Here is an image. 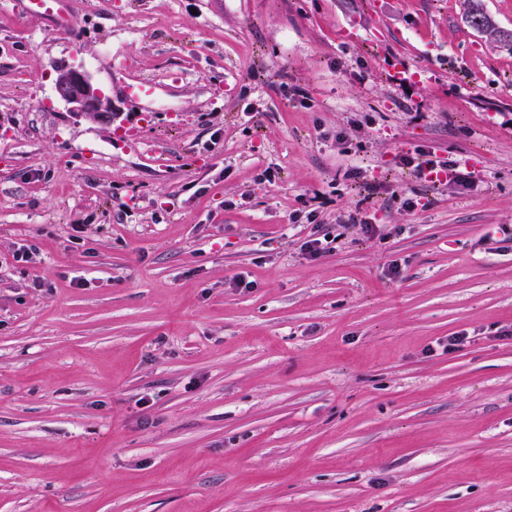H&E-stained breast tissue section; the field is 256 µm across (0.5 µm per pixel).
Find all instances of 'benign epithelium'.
Segmentation results:
<instances>
[{
	"mask_svg": "<svg viewBox=\"0 0 512 512\" xmlns=\"http://www.w3.org/2000/svg\"><path fill=\"white\" fill-rule=\"evenodd\" d=\"M54 92L75 115L104 125L112 123V100L102 92L84 69L74 66L59 68Z\"/></svg>",
	"mask_w": 512,
	"mask_h": 512,
	"instance_id": "1",
	"label": "benign epithelium"
}]
</instances>
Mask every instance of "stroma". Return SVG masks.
Instances as JSON below:
<instances>
[{
	"label": "stroma",
	"mask_w": 512,
	"mask_h": 512,
	"mask_svg": "<svg viewBox=\"0 0 512 512\" xmlns=\"http://www.w3.org/2000/svg\"><path fill=\"white\" fill-rule=\"evenodd\" d=\"M467 7L0 0V512H512V52ZM15 5L23 13L37 12L50 17L56 26H65L68 0H15ZM54 92L75 115L104 125L112 123V100L84 69L74 66L60 67L56 73ZM426 156L429 158L423 162L424 166L422 164L418 166V172L421 177H428L431 173L438 174L442 172L446 175V182L449 179V181H455L461 186L469 189L473 188V186L476 184V179L471 172L469 175H467L456 171V168H458L457 162L438 158L435 153L431 152H428Z\"/></svg>",
	"instance_id": "obj_1"
}]
</instances>
